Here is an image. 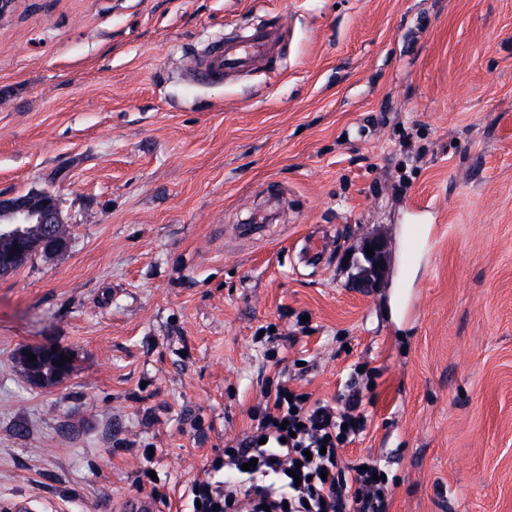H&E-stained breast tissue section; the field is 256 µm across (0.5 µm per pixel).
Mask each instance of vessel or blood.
I'll return each instance as SVG.
<instances>
[{
  "label": "vessel or blood",
  "instance_id": "vessel-or-blood-1",
  "mask_svg": "<svg viewBox=\"0 0 512 512\" xmlns=\"http://www.w3.org/2000/svg\"><path fill=\"white\" fill-rule=\"evenodd\" d=\"M283 33L279 26L258 23L245 33L228 34L210 42L186 66L190 81L220 85L227 78L264 69L281 50Z\"/></svg>",
  "mask_w": 512,
  "mask_h": 512
}]
</instances>
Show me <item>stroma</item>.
Instances as JSON below:
<instances>
[{"label": "stroma", "instance_id": "1", "mask_svg": "<svg viewBox=\"0 0 512 512\" xmlns=\"http://www.w3.org/2000/svg\"><path fill=\"white\" fill-rule=\"evenodd\" d=\"M259 20L288 30L264 72L184 81ZM271 181L275 219L236 236ZM30 191L57 196L69 243L0 277V512L153 492L193 512L260 397L271 324L313 398L371 370L346 455L378 459L389 512H512V0H13L0 194ZM404 224L429 230L400 328ZM320 231L325 264L303 262ZM368 237L387 262L363 293ZM29 346L71 355L68 375L26 381ZM374 251V256L369 257L365 249ZM384 243L379 238H369L364 240L360 246L362 259H357L355 266L359 270L357 276L358 288H376L384 270ZM377 264V267H374Z\"/></svg>", "mask_w": 512, "mask_h": 512}]
</instances>
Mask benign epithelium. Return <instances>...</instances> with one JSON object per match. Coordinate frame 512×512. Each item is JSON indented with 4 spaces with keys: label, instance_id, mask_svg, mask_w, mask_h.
Masks as SVG:
<instances>
[{
    "label": "benign epithelium",
    "instance_id": "obj_1",
    "mask_svg": "<svg viewBox=\"0 0 512 512\" xmlns=\"http://www.w3.org/2000/svg\"><path fill=\"white\" fill-rule=\"evenodd\" d=\"M26 224H38L41 231L30 235L24 230ZM63 220L57 198L45 191H32L28 195L5 197L0 195V238H10L15 242L12 253L0 256V276L10 274L27 256L39 253H53L64 250L68 239L61 233ZM374 251V256L366 254L365 249ZM384 243L379 238L364 240L360 246L361 258L356 260L358 269L357 286L360 288L377 287L384 270ZM36 355V361L27 362L29 380L40 382L38 369L41 362L49 360L55 367V378H64L69 370V362H61V352L44 347H31L23 352Z\"/></svg>",
    "mask_w": 512,
    "mask_h": 512
}]
</instances>
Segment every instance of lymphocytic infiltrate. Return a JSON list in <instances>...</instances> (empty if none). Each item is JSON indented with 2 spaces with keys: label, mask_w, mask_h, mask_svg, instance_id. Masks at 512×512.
Wrapping results in <instances>:
<instances>
[{
  "label": "lymphocytic infiltrate",
  "mask_w": 512,
  "mask_h": 512,
  "mask_svg": "<svg viewBox=\"0 0 512 512\" xmlns=\"http://www.w3.org/2000/svg\"><path fill=\"white\" fill-rule=\"evenodd\" d=\"M249 419L215 461L225 479L192 482L195 512H389L377 459L344 457L367 426L359 387L331 404L269 377Z\"/></svg>",
  "instance_id": "f902f5d3"
}]
</instances>
